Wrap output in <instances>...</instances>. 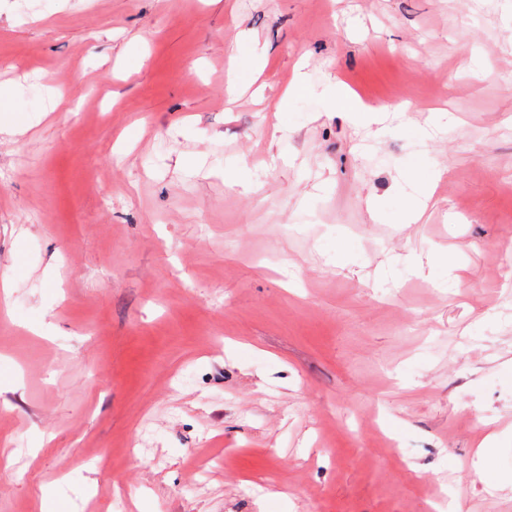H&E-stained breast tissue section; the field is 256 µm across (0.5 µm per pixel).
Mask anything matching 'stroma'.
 <instances>
[{"label":"stroma","mask_w":512,"mask_h":512,"mask_svg":"<svg viewBox=\"0 0 512 512\" xmlns=\"http://www.w3.org/2000/svg\"><path fill=\"white\" fill-rule=\"evenodd\" d=\"M511 1L0 0V512H512ZM328 107L336 112H348L351 115H357L361 112H372V114L386 112L384 107L369 108L365 106L339 83L330 88Z\"/></svg>","instance_id":"1"}]
</instances>
